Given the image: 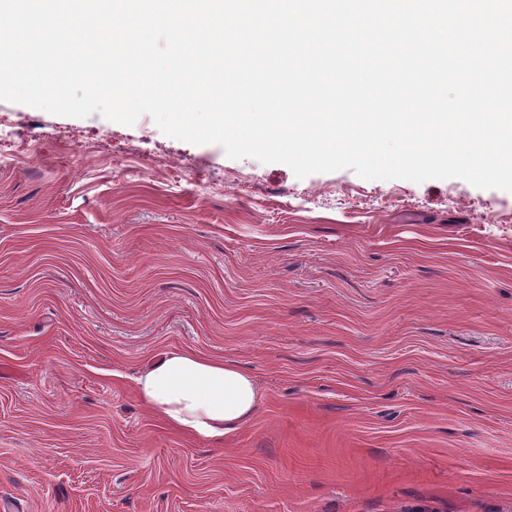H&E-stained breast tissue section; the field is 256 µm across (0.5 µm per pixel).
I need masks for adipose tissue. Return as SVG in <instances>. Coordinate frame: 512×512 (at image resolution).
Wrapping results in <instances>:
<instances>
[{
	"mask_svg": "<svg viewBox=\"0 0 512 512\" xmlns=\"http://www.w3.org/2000/svg\"><path fill=\"white\" fill-rule=\"evenodd\" d=\"M135 391L165 423L215 441L252 422L264 400L251 371L193 350L149 360L135 379Z\"/></svg>",
	"mask_w": 512,
	"mask_h": 512,
	"instance_id": "obj_1",
	"label": "adipose tissue"
}]
</instances>
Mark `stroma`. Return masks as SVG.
I'll return each instance as SVG.
<instances>
[{"label": "stroma", "instance_id": "stroma-1", "mask_svg": "<svg viewBox=\"0 0 512 512\" xmlns=\"http://www.w3.org/2000/svg\"><path fill=\"white\" fill-rule=\"evenodd\" d=\"M0 498L19 512H512V192L296 178L0 101ZM240 363L223 441L139 400ZM135 391L165 423L215 441L252 422L264 400L251 371L193 350L149 360L135 378Z\"/></svg>", "mask_w": 512, "mask_h": 512}]
</instances>
